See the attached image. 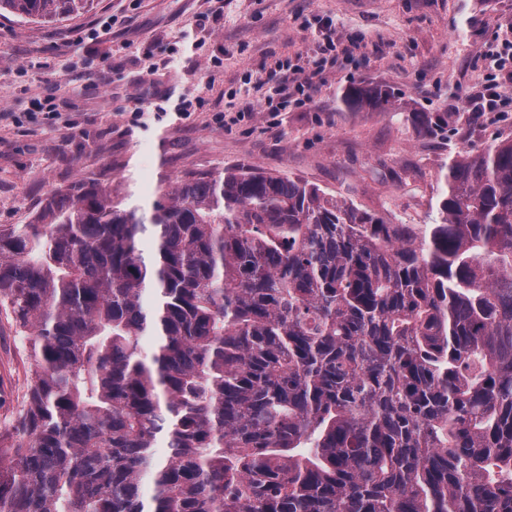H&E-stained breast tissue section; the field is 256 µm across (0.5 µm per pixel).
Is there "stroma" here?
I'll list each match as a JSON object with an SVG mask.
<instances>
[{
	"mask_svg": "<svg viewBox=\"0 0 512 512\" xmlns=\"http://www.w3.org/2000/svg\"><path fill=\"white\" fill-rule=\"evenodd\" d=\"M95 0L61 23L0 17V225L29 223L54 190L84 179L150 207L159 185L238 166L318 186L387 224H426L451 153L512 138V121L461 111L512 29V0ZM336 42L312 102L244 112L222 124L236 91L276 62ZM389 87L385 112H352L350 84ZM54 94V117L33 111ZM164 106L133 120L132 97ZM206 109L180 114L182 99ZM458 106L447 132L418 133L408 111ZM31 362L0 314V431H12Z\"/></svg>",
	"mask_w": 512,
	"mask_h": 512,
	"instance_id": "obj_1",
	"label": "stroma"
}]
</instances>
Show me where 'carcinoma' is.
<instances>
[{"label": "carcinoma", "instance_id": "obj_1", "mask_svg": "<svg viewBox=\"0 0 512 512\" xmlns=\"http://www.w3.org/2000/svg\"><path fill=\"white\" fill-rule=\"evenodd\" d=\"M443 182L422 229L251 168L170 179L149 214L80 182L1 225L33 367L0 512H512V138Z\"/></svg>", "mask_w": 512, "mask_h": 512}]
</instances>
